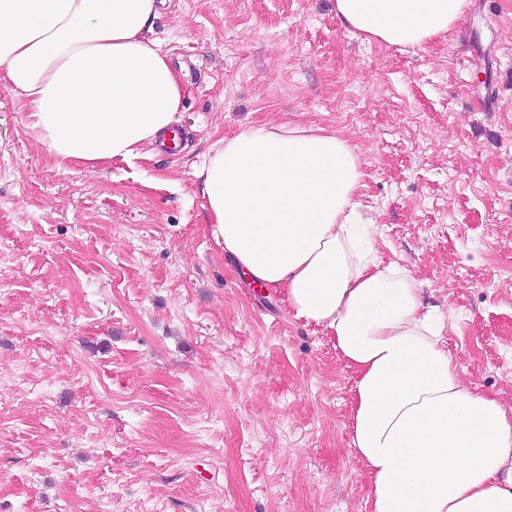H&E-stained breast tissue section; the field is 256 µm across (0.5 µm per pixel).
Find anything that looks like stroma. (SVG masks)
Segmentation results:
<instances>
[{"mask_svg":"<svg viewBox=\"0 0 512 512\" xmlns=\"http://www.w3.org/2000/svg\"><path fill=\"white\" fill-rule=\"evenodd\" d=\"M151 36L173 154L59 167L0 83V512H369L354 371L225 258L195 173L261 122L350 139L380 254L512 407V0L422 48L334 0H163Z\"/></svg>","mask_w":512,"mask_h":512,"instance_id":"35a3bbf8","label":"stroma"}]
</instances>
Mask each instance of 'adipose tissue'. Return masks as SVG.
I'll return each mask as SVG.
<instances>
[{
    "label": "adipose tissue",
    "instance_id": "ef3b65f1",
    "mask_svg": "<svg viewBox=\"0 0 512 512\" xmlns=\"http://www.w3.org/2000/svg\"><path fill=\"white\" fill-rule=\"evenodd\" d=\"M469 0H335L367 39L420 48ZM156 0H0V83L59 166L138 158L170 132L184 87L145 38ZM210 235L249 282L326 330L356 374L351 444L371 512H512V408L466 388L410 270L383 259L354 199L355 146L262 123L220 140L197 172Z\"/></svg>",
    "mask_w": 512,
    "mask_h": 512
}]
</instances>
